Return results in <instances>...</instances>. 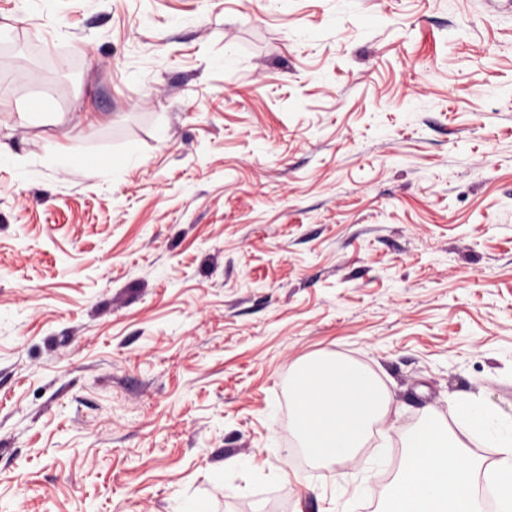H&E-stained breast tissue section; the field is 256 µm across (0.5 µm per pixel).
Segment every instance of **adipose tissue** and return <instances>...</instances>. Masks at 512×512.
Here are the masks:
<instances>
[{
  "label": "adipose tissue",
  "mask_w": 512,
  "mask_h": 512,
  "mask_svg": "<svg viewBox=\"0 0 512 512\" xmlns=\"http://www.w3.org/2000/svg\"><path fill=\"white\" fill-rule=\"evenodd\" d=\"M70 0H14L17 19L35 17L61 27ZM132 168L141 156L120 138L86 153L63 152L48 163L59 172L94 170L103 180L112 177V160ZM294 395V431L298 448L289 463L309 458L335 464L356 454L364 445L369 425L388 408L389 398L355 364L319 357L297 366ZM470 436L492 443L499 457L487 471L464 462L461 442L431 425L422 445L403 460V480L389 492L384 512H480L481 496H489L496 512H512V417L505 419L480 405L462 409Z\"/></svg>",
  "instance_id": "adipose-tissue-1"
}]
</instances>
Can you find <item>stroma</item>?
<instances>
[{"mask_svg":"<svg viewBox=\"0 0 512 512\" xmlns=\"http://www.w3.org/2000/svg\"><path fill=\"white\" fill-rule=\"evenodd\" d=\"M505 0H0V144L120 132L112 180L0 171V512H379L429 414L481 466L462 402L512 415V17ZM182 23L171 27V16ZM154 62L126 80L129 44ZM233 59L230 68L212 61ZM53 111L20 118L32 90ZM357 363L386 414L288 472L289 376ZM70 8L69 0H14V12L17 19L39 18L55 27L57 37L66 41L61 29Z\"/></svg>","mask_w":512,"mask_h":512,"instance_id":"obj_1","label":"stroma"}]
</instances>
